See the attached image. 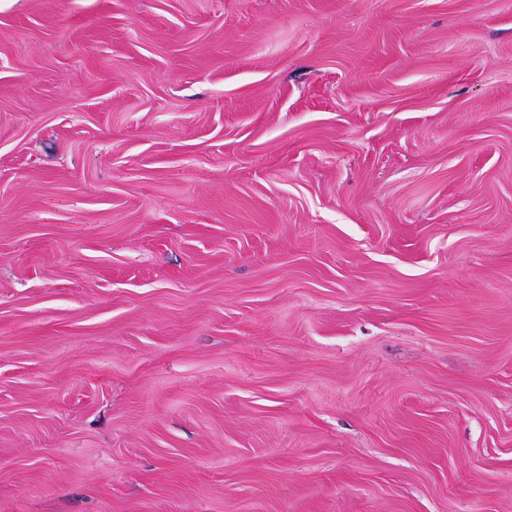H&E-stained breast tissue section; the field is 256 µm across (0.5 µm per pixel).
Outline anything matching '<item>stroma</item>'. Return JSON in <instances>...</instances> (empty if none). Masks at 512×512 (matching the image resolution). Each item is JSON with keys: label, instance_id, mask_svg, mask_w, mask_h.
<instances>
[{"label": "stroma", "instance_id": "1", "mask_svg": "<svg viewBox=\"0 0 512 512\" xmlns=\"http://www.w3.org/2000/svg\"><path fill=\"white\" fill-rule=\"evenodd\" d=\"M0 512H512V0H0Z\"/></svg>", "mask_w": 512, "mask_h": 512}]
</instances>
